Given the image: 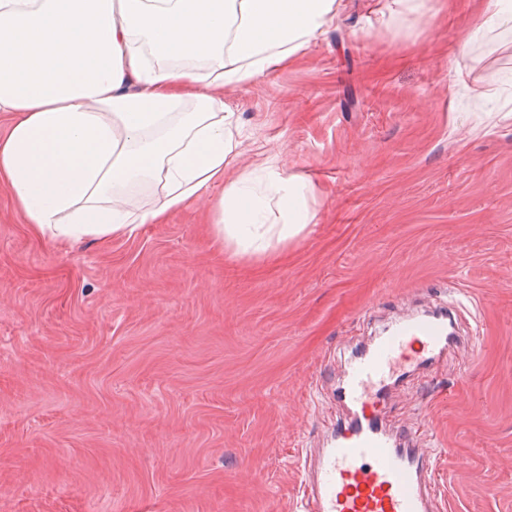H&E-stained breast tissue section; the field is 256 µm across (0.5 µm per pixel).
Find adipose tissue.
<instances>
[{"label":"adipose tissue","mask_w":512,"mask_h":512,"mask_svg":"<svg viewBox=\"0 0 512 512\" xmlns=\"http://www.w3.org/2000/svg\"><path fill=\"white\" fill-rule=\"evenodd\" d=\"M341 4L0 0V187L59 243L130 237L198 203L235 252L298 238L319 221L320 190L276 156L240 166V117L217 105L301 57ZM149 182L162 198L145 208L135 194Z\"/></svg>","instance_id":"ef3b65f1"}]
</instances>
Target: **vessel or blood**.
<instances>
[{"label": "vessel or blood", "instance_id": "obj_1", "mask_svg": "<svg viewBox=\"0 0 512 512\" xmlns=\"http://www.w3.org/2000/svg\"><path fill=\"white\" fill-rule=\"evenodd\" d=\"M450 342L446 315L406 316L354 357L342 388L353 418L306 481L302 512H429L435 449L397 447L375 409L397 372L424 368Z\"/></svg>", "mask_w": 512, "mask_h": 512}]
</instances>
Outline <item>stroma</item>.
I'll use <instances>...</instances> for the list:
<instances>
[{"label":"stroma","mask_w":512,"mask_h":512,"mask_svg":"<svg viewBox=\"0 0 512 512\" xmlns=\"http://www.w3.org/2000/svg\"><path fill=\"white\" fill-rule=\"evenodd\" d=\"M342 0L274 75L228 90L240 163L278 155L321 216L266 256H231L187 207L131 237L32 235L0 190V512H298L300 457L350 420L349 361L455 281L458 332L380 404L443 448L438 512H512V124L456 83L512 72V32L469 44L490 0L392 20Z\"/></svg>","instance_id":"obj_1"}]
</instances>
